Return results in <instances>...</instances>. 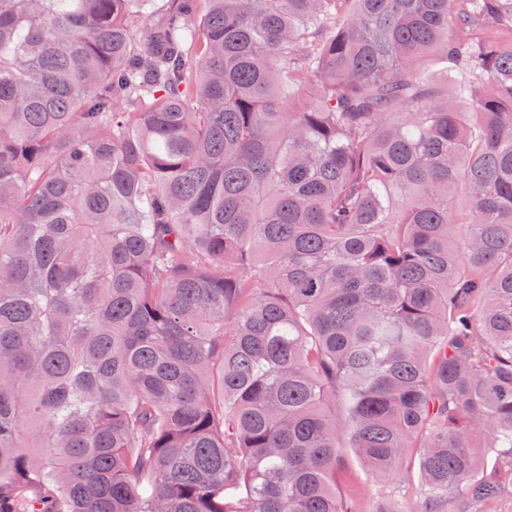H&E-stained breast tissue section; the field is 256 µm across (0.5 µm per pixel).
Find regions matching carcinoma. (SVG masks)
<instances>
[{
    "instance_id": "cac0c4a2",
    "label": "carcinoma",
    "mask_w": 512,
    "mask_h": 512,
    "mask_svg": "<svg viewBox=\"0 0 512 512\" xmlns=\"http://www.w3.org/2000/svg\"><path fill=\"white\" fill-rule=\"evenodd\" d=\"M346 446L512 483V0H0V512H354Z\"/></svg>"
}]
</instances>
